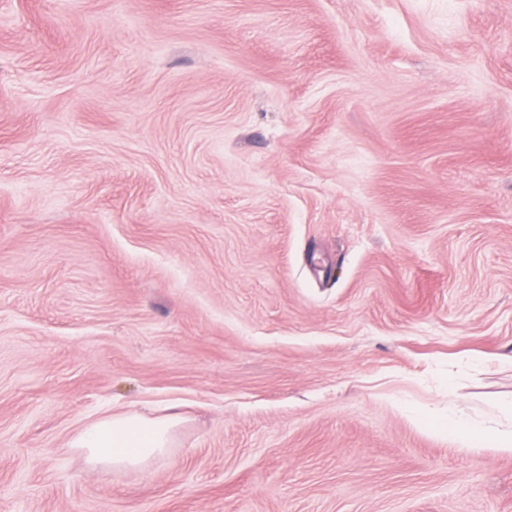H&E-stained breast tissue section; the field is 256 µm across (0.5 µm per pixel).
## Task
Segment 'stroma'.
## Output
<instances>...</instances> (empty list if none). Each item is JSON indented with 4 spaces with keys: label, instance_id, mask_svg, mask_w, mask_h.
I'll use <instances>...</instances> for the list:
<instances>
[{
    "label": "stroma",
    "instance_id": "stroma-1",
    "mask_svg": "<svg viewBox=\"0 0 512 512\" xmlns=\"http://www.w3.org/2000/svg\"><path fill=\"white\" fill-rule=\"evenodd\" d=\"M511 398L512 0H0V512H512ZM499 409L510 419L508 428L476 424L461 416L448 418V431L468 448H484L488 445L512 452V400L504 401ZM181 417L170 412L148 417L128 412L101 417L78 431L70 441L88 465L109 472L147 467L175 445Z\"/></svg>",
    "mask_w": 512,
    "mask_h": 512
}]
</instances>
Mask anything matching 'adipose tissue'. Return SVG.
Returning <instances> with one entry per match:
<instances>
[{
    "instance_id": "adipose-tissue-1",
    "label": "adipose tissue",
    "mask_w": 512,
    "mask_h": 512,
    "mask_svg": "<svg viewBox=\"0 0 512 512\" xmlns=\"http://www.w3.org/2000/svg\"><path fill=\"white\" fill-rule=\"evenodd\" d=\"M181 422L174 412L156 417L137 412L104 416L78 431L70 445L91 467L109 472L142 469L174 447ZM448 430L465 447L490 445L512 452V426L492 427L454 416L448 420Z\"/></svg>"
}]
</instances>
